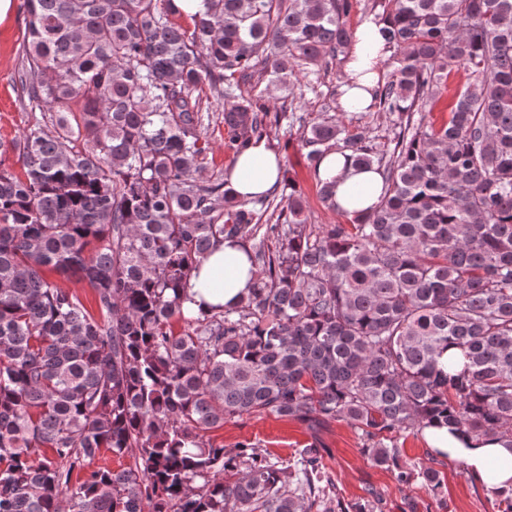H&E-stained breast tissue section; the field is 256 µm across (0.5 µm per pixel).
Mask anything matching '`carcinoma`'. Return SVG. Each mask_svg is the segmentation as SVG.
<instances>
[{
  "label": "carcinoma",
  "mask_w": 512,
  "mask_h": 512,
  "mask_svg": "<svg viewBox=\"0 0 512 512\" xmlns=\"http://www.w3.org/2000/svg\"><path fill=\"white\" fill-rule=\"evenodd\" d=\"M172 2H24L20 97L53 130L0 142L20 163H0V512H383L341 497L314 443L279 461L206 437L262 413L344 421L440 502L434 461L405 462L397 435L439 421L512 444V0H373L382 149L265 96L346 61L357 0H204L186 26ZM206 88L231 100L234 154L297 125L312 169L332 151L376 169L379 202L312 224L290 178L250 200L200 180ZM238 237L254 286L187 313L197 265Z\"/></svg>",
  "instance_id": "1"
}]
</instances>
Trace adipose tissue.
I'll use <instances>...</instances> for the list:
<instances>
[{
  "label": "adipose tissue",
  "mask_w": 512,
  "mask_h": 512,
  "mask_svg": "<svg viewBox=\"0 0 512 512\" xmlns=\"http://www.w3.org/2000/svg\"><path fill=\"white\" fill-rule=\"evenodd\" d=\"M389 56L378 24H361L345 68L347 78L352 79L354 85L345 89L340 98L344 111H372L373 92L385 80ZM281 163L280 155L261 139L252 142L235 159L225 180L239 199L247 200L271 188ZM319 174L321 179L335 181L334 198L341 214L353 215L375 206L379 200L380 175L353 166L343 153L327 155ZM256 277L257 269L252 266L242 240H224L200 262L185 307L194 314L217 306L235 307ZM424 440L435 455L463 460L470 477L486 489H512V448L507 443L491 437L462 438L444 427L425 429Z\"/></svg>",
  "instance_id": "ef3b65f1"
}]
</instances>
